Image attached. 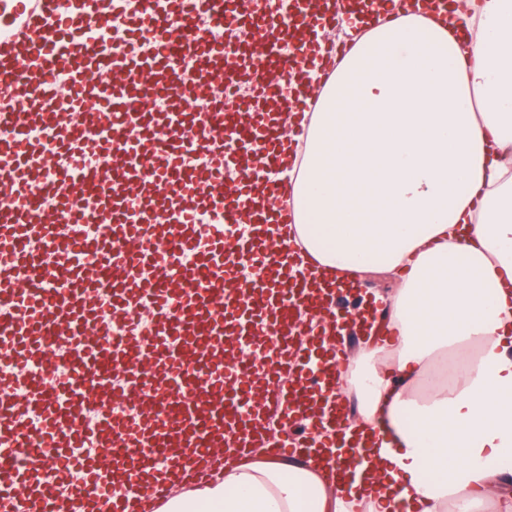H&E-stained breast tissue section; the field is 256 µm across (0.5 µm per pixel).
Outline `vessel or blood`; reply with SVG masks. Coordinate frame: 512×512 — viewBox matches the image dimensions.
I'll use <instances>...</instances> for the list:
<instances>
[{
	"instance_id": "1",
	"label": "vessel or blood",
	"mask_w": 512,
	"mask_h": 512,
	"mask_svg": "<svg viewBox=\"0 0 512 512\" xmlns=\"http://www.w3.org/2000/svg\"><path fill=\"white\" fill-rule=\"evenodd\" d=\"M334 22L308 0L285 18L227 0H0V512H163L223 474L227 421L256 439L258 416L238 413L249 391L212 393L226 330L264 337L288 368L310 290L292 279L285 187L234 198L224 170L249 154L278 166L281 120L312 97L267 111L280 89L259 72L292 70L290 38ZM227 25L258 48L235 72L258 91L231 116L217 109ZM347 360L300 373L275 407L333 390ZM162 454L168 477L141 478ZM62 457L73 477L49 480Z\"/></svg>"
}]
</instances>
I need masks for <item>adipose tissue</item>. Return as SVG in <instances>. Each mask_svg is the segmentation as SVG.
I'll return each instance as SVG.
<instances>
[{
    "label": "adipose tissue",
    "instance_id": "1",
    "mask_svg": "<svg viewBox=\"0 0 512 512\" xmlns=\"http://www.w3.org/2000/svg\"><path fill=\"white\" fill-rule=\"evenodd\" d=\"M354 39L315 88L303 154L278 168L299 278L381 297L396 356L365 346L358 417L281 456L238 455L172 512H512V0H385L338 13ZM473 350L453 386L419 395L432 359ZM373 465L323 467L357 444Z\"/></svg>",
    "mask_w": 512,
    "mask_h": 512
}]
</instances>
